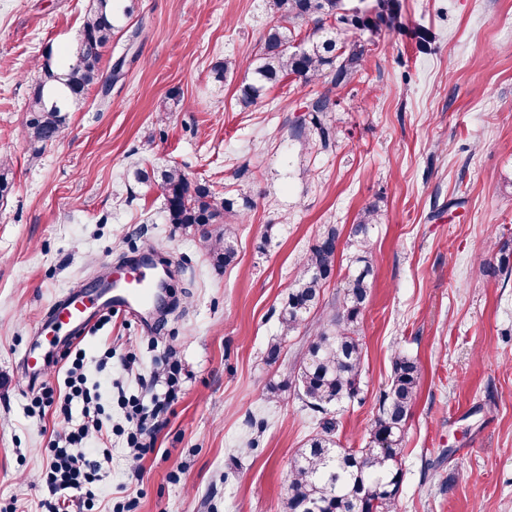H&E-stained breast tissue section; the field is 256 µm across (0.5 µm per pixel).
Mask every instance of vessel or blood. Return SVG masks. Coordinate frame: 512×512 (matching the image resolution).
<instances>
[{"label":"vessel or blood","instance_id":"b4317fda","mask_svg":"<svg viewBox=\"0 0 512 512\" xmlns=\"http://www.w3.org/2000/svg\"><path fill=\"white\" fill-rule=\"evenodd\" d=\"M157 275L153 255L143 256L120 279L95 287L83 295H67L52 304L41 327L68 336H82L107 312L136 314L156 299Z\"/></svg>","mask_w":512,"mask_h":512}]
</instances>
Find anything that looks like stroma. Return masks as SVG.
Listing matches in <instances>:
<instances>
[{
    "label": "stroma",
    "instance_id": "1",
    "mask_svg": "<svg viewBox=\"0 0 512 512\" xmlns=\"http://www.w3.org/2000/svg\"><path fill=\"white\" fill-rule=\"evenodd\" d=\"M394 3V20L362 35L368 61L338 94L329 150L293 134L321 83L286 80L245 109L241 75L214 79L224 58H254L268 0H134L102 63L124 58L122 77L108 97L91 88L35 159L22 128L38 65L46 46L74 42L91 0H0V159L13 173L0 198V512H42L47 496L35 478L54 419L27 405L65 370L37 331L45 310L146 251L179 264L171 308L147 327L113 315L75 344L89 383L112 379L101 402L113 425L119 395H142L141 375L165 361L180 367V393L141 475L113 435L93 512L129 498L136 512H282L290 463L322 416L294 391H267L292 378L308 341L281 336L278 313L322 225L349 232L370 204L382 222L370 232L362 391L334 415L340 443L364 447L391 358L408 354L424 378L398 512H512V280L480 270L512 255V0ZM151 165L229 195L251 189L234 266L214 269L197 234L165 223L160 191L133 177ZM30 353L43 359L34 380Z\"/></svg>",
    "mask_w": 512,
    "mask_h": 512
}]
</instances>
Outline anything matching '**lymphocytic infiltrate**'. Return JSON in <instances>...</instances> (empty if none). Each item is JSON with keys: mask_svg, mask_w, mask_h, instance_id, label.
<instances>
[{"mask_svg": "<svg viewBox=\"0 0 512 512\" xmlns=\"http://www.w3.org/2000/svg\"><path fill=\"white\" fill-rule=\"evenodd\" d=\"M62 358L66 364L63 397H56L54 389L45 386L32 392L28 405L30 413L42 416L50 411L56 419L45 448L47 465L37 476L49 494L46 512H70L73 502L94 499L93 485L103 463L111 458L106 446L110 430L101 418L99 389L87 384L85 355L79 349L69 350ZM148 385L153 391L150 404L134 396L120 400L126 419V456L135 473L147 455L154 453L160 417L177 398L170 365L153 370ZM76 403L82 407L78 423L72 419Z\"/></svg>", "mask_w": 512, "mask_h": 512, "instance_id": "obj_1", "label": "lymphocytic infiltrate"}]
</instances>
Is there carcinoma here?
I'll return each mask as SVG.
<instances>
[{"label": "carcinoma", "mask_w": 512, "mask_h": 512, "mask_svg": "<svg viewBox=\"0 0 512 512\" xmlns=\"http://www.w3.org/2000/svg\"><path fill=\"white\" fill-rule=\"evenodd\" d=\"M75 45L62 62L52 48L42 54L40 75L26 107L22 136L32 156H39L59 138L69 113L80 109L90 88L108 93L102 60L114 35L126 27L133 14L132 0H92ZM343 0H269L276 18L264 34L256 57L242 67L226 59L214 69L215 80L226 81L245 70L238 100L249 108L263 91L293 77L304 84L322 80L338 90L347 88L367 62V50L359 40L345 38L351 29L372 30L377 23L367 14L347 15ZM310 21L309 47L294 46L295 26ZM339 101L331 90L319 94L308 117L295 125L296 137L307 142L316 136L321 148L335 144L336 130L328 113ZM134 178L156 186L164 198L165 221L177 229L192 230L209 246L214 268L223 270L236 260L230 240L236 225L224 216H241L254 207L251 191L240 188L226 196L214 185L194 179L173 165L162 169L138 168ZM380 209L371 204L359 213L350 236L363 264L346 276V286L327 319L318 322L309 336L302 361L293 372L292 384L310 410L322 414L354 401L361 392L363 345L358 327L371 293L372 267L367 243L372 225L379 223ZM340 231L326 224L302 260L303 271L284 300L278 314L282 335L308 324L321 302L326 281L332 276ZM424 368L415 358L396 352L391 376L380 400L379 413L368 430L363 448H341L335 440L337 422L326 419L321 431L309 438L291 464L286 512H396L402 482L401 443L412 415Z\"/></svg>", "instance_id": "1"}]
</instances>
